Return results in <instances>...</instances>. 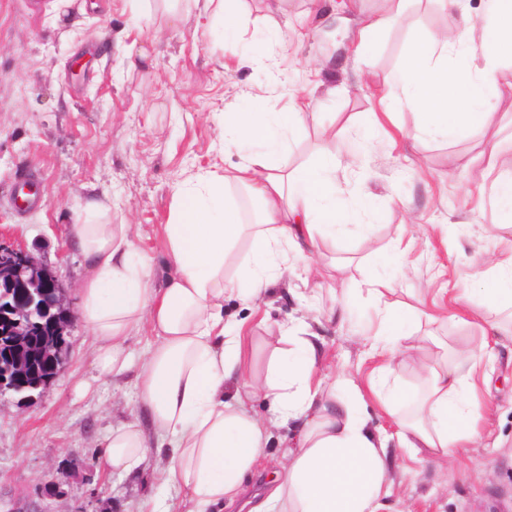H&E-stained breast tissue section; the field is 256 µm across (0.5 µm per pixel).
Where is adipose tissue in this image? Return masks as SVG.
<instances>
[{"label": "adipose tissue", "instance_id": "1", "mask_svg": "<svg viewBox=\"0 0 512 512\" xmlns=\"http://www.w3.org/2000/svg\"><path fill=\"white\" fill-rule=\"evenodd\" d=\"M440 3L459 15L458 27L413 42L394 82L406 104L423 114L421 133L449 140L464 127L487 125L501 101L497 74L503 61L512 60V0H485L477 12L467 0ZM287 97L284 112L225 113L224 145L238 149L240 162L225 174L199 175L173 187L166 226L172 272L161 286L153 284L149 260L137 257L129 225L104 223L106 211L96 199L87 200L85 221L74 227L71 244L87 271L80 315L97 344L98 372L124 373L125 342L142 322L152 327L148 358L136 376L145 420L110 433L104 454L111 470L161 461L162 482L172 494L152 501L149 512H216L241 496L272 437L253 411L258 400L295 430L283 479L250 512H379L391 442L450 460L476 435L474 373L491 347L486 338L458 349L456 365L424 367L426 391L416 413L390 410L397 427L392 437L372 425L350 377L317 379L323 340L306 323L281 326L265 375L253 377L246 359L249 330L225 319V293L254 305L288 269H298L299 280L311 279L315 256L356 220L338 202L341 161L335 153L283 169L282 135L318 119L311 96L291 90ZM232 184L245 187L257 204L258 230L247 265L228 279L224 264L244 231L227 193ZM492 269V288L481 304L464 310V320L482 323L486 309L512 307V259L494 262ZM394 290L388 277L371 282L383 303L370 332L372 348L388 360L377 380L383 388L416 317L410 308L395 313L386 300ZM235 384L243 394L228 396Z\"/></svg>", "mask_w": 512, "mask_h": 512}]
</instances>
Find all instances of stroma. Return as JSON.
Returning a JSON list of instances; mask_svg holds the SVG:
<instances>
[{"mask_svg":"<svg viewBox=\"0 0 512 512\" xmlns=\"http://www.w3.org/2000/svg\"><path fill=\"white\" fill-rule=\"evenodd\" d=\"M308 2L244 0L248 31L281 26L271 71L239 65L195 0H180L174 27L163 24L161 0L145 9L138 0H0V236L51 266L68 307L79 309L85 269L67 240L95 196L108 204L112 223L132 225L138 254L162 281L172 186L239 160L220 135L224 113L284 110V82L313 89L319 122L289 131L281 159L293 169L322 149L357 150L367 179L360 184L340 170L336 183L350 202L363 189L372 209L321 258L310 282L320 291L314 312L280 287L257 309L225 295L224 311L248 326L249 360L260 376L279 325L319 319L329 363L352 376L373 425L389 435L393 419L371 387L384 360L361 337L376 313L367 280L407 267L392 299L420 312L395 365L400 405L409 411L424 394L422 365L482 339L478 327L451 318L456 297L480 302L486 258H512V229L503 228L493 200L502 169L486 152L493 142L498 156L512 155V65L498 73L502 101L487 127L448 142L423 136L419 114L396 104L402 90L391 79L409 44L454 27L457 14L438 0H406L403 21L364 46L360 29L382 13L384 0H322L316 18ZM26 178L39 203L21 211L11 196ZM151 336L146 323L133 333L128 370L112 379L98 375L91 333L76 321L66 333L68 358L40 397L24 405L0 394V501L34 502L42 487L54 486L66 494L64 512H147L149 501L167 496L160 461L135 474L102 466L106 436L138 416L135 376ZM476 380L478 438L452 465L391 446L382 512H512L511 337L483 360ZM292 432L273 428L252 491H263L284 465Z\"/></svg>","mask_w":512,"mask_h":512,"instance_id":"35a3bbf8","label":"stroma"}]
</instances>
